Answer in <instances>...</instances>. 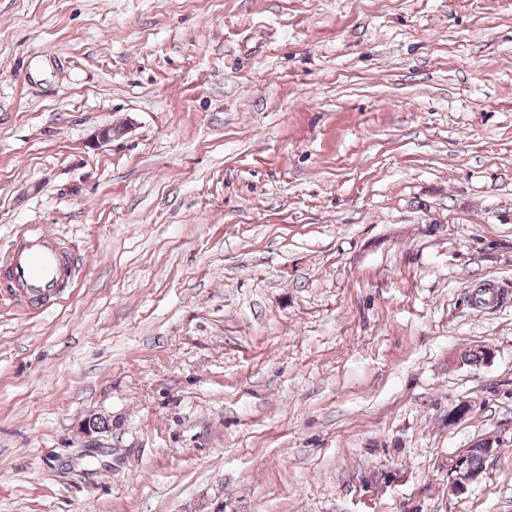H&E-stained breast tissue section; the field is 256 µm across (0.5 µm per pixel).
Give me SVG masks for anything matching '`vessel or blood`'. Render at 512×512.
<instances>
[{"label": "vessel or blood", "instance_id": "1", "mask_svg": "<svg viewBox=\"0 0 512 512\" xmlns=\"http://www.w3.org/2000/svg\"><path fill=\"white\" fill-rule=\"evenodd\" d=\"M5 269L7 292L32 307L51 305L75 279L68 246L38 224L11 240Z\"/></svg>", "mask_w": 512, "mask_h": 512}]
</instances>
